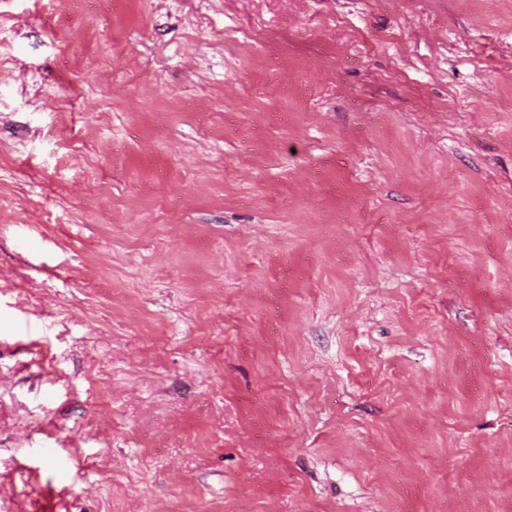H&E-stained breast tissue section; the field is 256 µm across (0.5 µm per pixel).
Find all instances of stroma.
Here are the masks:
<instances>
[{"instance_id": "35a3bbf8", "label": "stroma", "mask_w": 512, "mask_h": 512, "mask_svg": "<svg viewBox=\"0 0 512 512\" xmlns=\"http://www.w3.org/2000/svg\"><path fill=\"white\" fill-rule=\"evenodd\" d=\"M0 512H512V0H0Z\"/></svg>"}]
</instances>
